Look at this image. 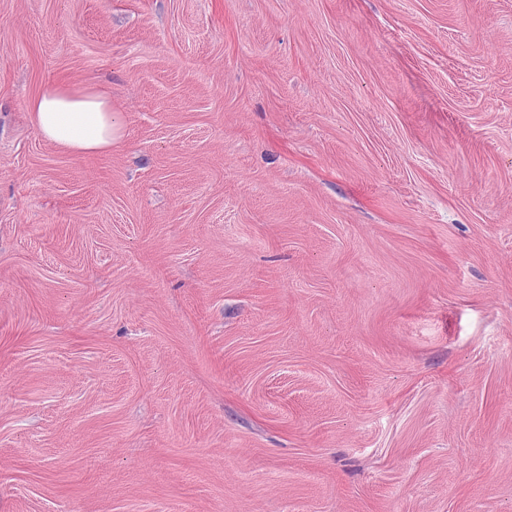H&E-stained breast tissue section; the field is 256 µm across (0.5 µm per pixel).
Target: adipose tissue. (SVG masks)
<instances>
[{"label": "adipose tissue", "mask_w": 512, "mask_h": 512, "mask_svg": "<svg viewBox=\"0 0 512 512\" xmlns=\"http://www.w3.org/2000/svg\"><path fill=\"white\" fill-rule=\"evenodd\" d=\"M39 136L73 154L111 150L123 122L103 91L48 84L28 103Z\"/></svg>", "instance_id": "obj_1"}]
</instances>
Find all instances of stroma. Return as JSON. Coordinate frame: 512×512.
<instances>
[{
	"mask_svg": "<svg viewBox=\"0 0 512 512\" xmlns=\"http://www.w3.org/2000/svg\"><path fill=\"white\" fill-rule=\"evenodd\" d=\"M0 512H512V0H0ZM39 136L73 154L111 151L122 135L119 112L100 90L49 83L28 103Z\"/></svg>",
	"mask_w": 512,
	"mask_h": 512,
	"instance_id": "obj_1",
	"label": "stroma"
}]
</instances>
